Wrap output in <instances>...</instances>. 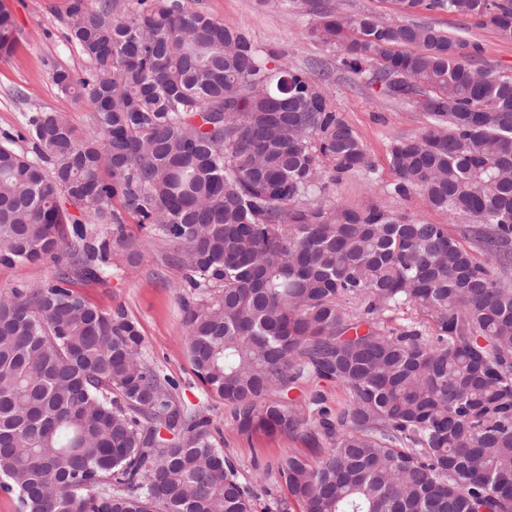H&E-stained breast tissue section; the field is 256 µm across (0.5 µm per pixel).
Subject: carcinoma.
Returning a JSON list of instances; mask_svg holds the SVG:
<instances>
[{"instance_id":"obj_1","label":"carcinoma","mask_w":512,"mask_h":512,"mask_svg":"<svg viewBox=\"0 0 512 512\" xmlns=\"http://www.w3.org/2000/svg\"><path fill=\"white\" fill-rule=\"evenodd\" d=\"M407 17L301 0L311 33L344 48L382 94L428 123L389 145L393 192L464 216L448 225L327 203L364 143L304 71L271 69L251 33L185 0H71L68 41L93 133L61 112L25 116L33 156L0 145V263L78 255L99 281L124 236L121 201L173 248L185 344L237 430L303 432L312 458L276 462L287 495L259 502L210 440L202 407L145 356L138 324L69 288L67 271L0 295V490L19 512H512V74L423 9L512 41V0H392ZM16 31L0 7V55ZM81 213H68L65 204ZM351 303L358 304L354 310ZM418 318L390 328L385 311ZM346 390L333 410L315 390Z\"/></svg>"}]
</instances>
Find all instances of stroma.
<instances>
[{
  "instance_id": "35a3bbf8",
  "label": "stroma",
  "mask_w": 512,
  "mask_h": 512,
  "mask_svg": "<svg viewBox=\"0 0 512 512\" xmlns=\"http://www.w3.org/2000/svg\"><path fill=\"white\" fill-rule=\"evenodd\" d=\"M186 2L226 26L249 29L259 48L270 54L272 64L304 70L319 87L328 89L337 111L366 144L375 165L373 175L355 172L336 185L332 199L337 205L355 209L383 205L412 218L447 225L450 234L461 236L468 224L466 218L448 220L444 213L431 209L421 195L402 197L392 191L394 174L388 146L394 138L419 132L425 121L423 113L397 104L384 96L369 76H356L343 67L341 47L323 44L312 36L315 20L297 0ZM0 6L10 14L18 33L13 52L0 57V133L20 132L23 117L31 110L52 109L62 112L79 134H90L93 120L88 104L62 94L53 80L56 69L79 77L89 67L88 60L66 38L69 0H0ZM418 19L480 44L483 53L479 65L512 72V42L501 40L493 29L447 13L423 11ZM87 236L93 242L108 240L110 267L102 281L74 280L75 292L100 309L123 308L140 326L149 361L176 383L181 401L191 407L205 406L212 420L210 438L215 446L233 458L255 491L269 489L282 494L268 465L285 449L306 453L311 445L299 436L239 434L223 400L205 392L186 352L177 300L184 273L172 259L171 247L130 215L125 218L123 241L113 240L108 224L88 225ZM71 267L67 257L0 263V292L50 281Z\"/></svg>"
}]
</instances>
